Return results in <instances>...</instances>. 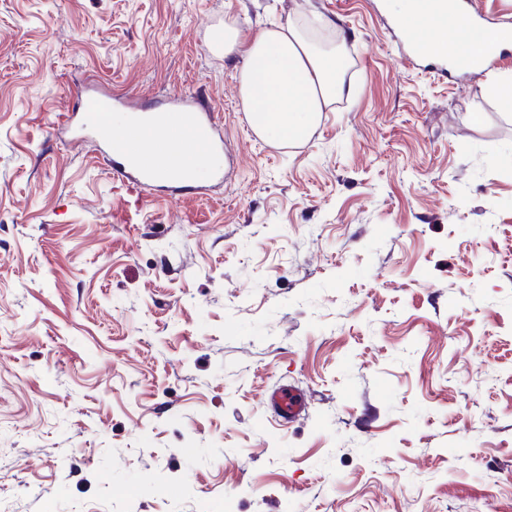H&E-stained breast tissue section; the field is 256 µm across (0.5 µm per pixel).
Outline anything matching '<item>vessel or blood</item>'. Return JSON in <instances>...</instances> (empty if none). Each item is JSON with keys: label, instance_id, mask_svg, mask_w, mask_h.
Returning <instances> with one entry per match:
<instances>
[{"label": "vessel or blood", "instance_id": "1", "mask_svg": "<svg viewBox=\"0 0 512 512\" xmlns=\"http://www.w3.org/2000/svg\"><path fill=\"white\" fill-rule=\"evenodd\" d=\"M506 41L512 43V33L487 43L471 62V69L488 71L494 68ZM84 101L88 107L85 125L97 138L111 166L113 179L130 188L148 189L159 180L155 158L168 149L178 148L204 155L224 149L223 134L212 112L196 110L195 98L176 96L170 99L165 109V135L149 146L143 143L135 127L113 125V112L123 106L120 98L95 91L85 94ZM265 406L275 418L288 424L301 415L304 401L294 389L283 385L266 396Z\"/></svg>", "mask_w": 512, "mask_h": 512}]
</instances>
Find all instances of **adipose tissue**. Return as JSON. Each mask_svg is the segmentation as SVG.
Listing matches in <instances>:
<instances>
[{"mask_svg":"<svg viewBox=\"0 0 512 512\" xmlns=\"http://www.w3.org/2000/svg\"><path fill=\"white\" fill-rule=\"evenodd\" d=\"M397 8L424 34L428 55L476 52L490 37L472 28L460 12L440 9L437 0H399ZM225 52L242 51L248 61L239 75L243 109L252 130L265 140L292 146L305 141L331 103L344 95L342 53L315 47L295 25L244 37L236 22L223 27Z\"/></svg>","mask_w":512,"mask_h":512,"instance_id":"obj_1","label":"adipose tissue"}]
</instances>
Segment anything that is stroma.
Here are the masks:
<instances>
[{
  "label": "stroma",
  "instance_id": "1",
  "mask_svg": "<svg viewBox=\"0 0 512 512\" xmlns=\"http://www.w3.org/2000/svg\"><path fill=\"white\" fill-rule=\"evenodd\" d=\"M384 2L0 0V512H512V45L408 64ZM228 20L344 35L307 142L255 137ZM93 84L239 165L137 196L58 129ZM504 42L512 43V33H506L487 43L477 57L467 65L466 69L489 71L494 68L500 57L501 46ZM265 406L275 418L284 424H288L301 415L304 409V401L294 389L283 385L273 393L266 395Z\"/></svg>",
  "mask_w": 512,
  "mask_h": 512
}]
</instances>
